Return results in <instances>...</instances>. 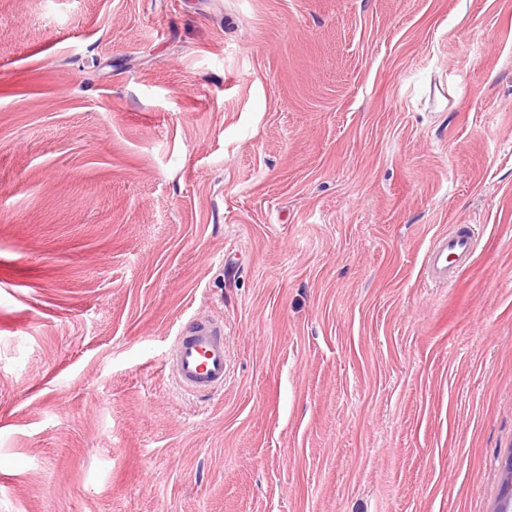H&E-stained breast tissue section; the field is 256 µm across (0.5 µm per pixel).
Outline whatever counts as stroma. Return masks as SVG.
<instances>
[{"label": "stroma", "mask_w": 512, "mask_h": 512, "mask_svg": "<svg viewBox=\"0 0 512 512\" xmlns=\"http://www.w3.org/2000/svg\"><path fill=\"white\" fill-rule=\"evenodd\" d=\"M511 457L512 0H0V512H496ZM474 242L465 225L448 231V235L437 239L426 251L423 266L426 277L432 281L447 284L455 267L466 265L472 257ZM171 361L176 383L186 391L210 394L224 387V337L208 319L196 318L181 330Z\"/></svg>", "instance_id": "35a3bbf8"}]
</instances>
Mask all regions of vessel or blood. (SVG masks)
I'll return each mask as SVG.
<instances>
[{
	"label": "vessel or blood",
	"instance_id": "b4317fda",
	"mask_svg": "<svg viewBox=\"0 0 512 512\" xmlns=\"http://www.w3.org/2000/svg\"><path fill=\"white\" fill-rule=\"evenodd\" d=\"M473 250V238L466 226L449 230L426 251L423 266L427 278L448 283L452 277V266L466 265ZM171 361L174 378L184 390L210 394L224 385V338L210 320L194 319L181 330Z\"/></svg>",
	"mask_w": 512,
	"mask_h": 512
}]
</instances>
